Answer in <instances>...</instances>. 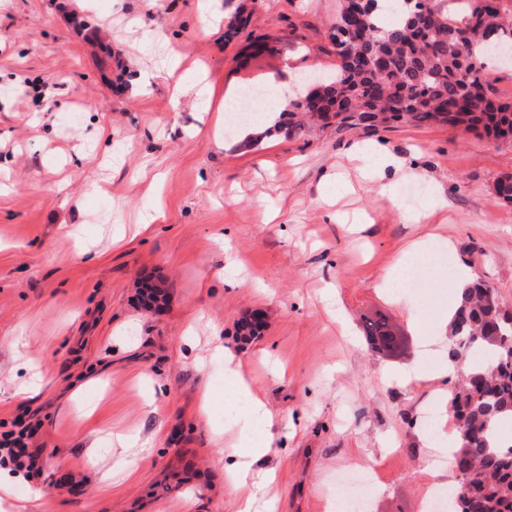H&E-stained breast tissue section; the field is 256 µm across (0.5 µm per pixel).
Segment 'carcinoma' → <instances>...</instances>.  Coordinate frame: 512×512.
Here are the masks:
<instances>
[{"label":"carcinoma","mask_w":512,"mask_h":512,"mask_svg":"<svg viewBox=\"0 0 512 512\" xmlns=\"http://www.w3.org/2000/svg\"><path fill=\"white\" fill-rule=\"evenodd\" d=\"M340 0L331 42L336 72L288 102L286 135L322 120L347 128L390 123L445 124L464 133L512 137V102L494 98L488 85L487 47H512V14L503 0H434L416 11L417 0H387L394 19L378 12L348 16ZM355 26V36L343 37ZM362 335L384 351L401 340L387 318H368ZM512 311L488 285L471 281L457 291L448 323V358L460 365L448 392L456 420L451 468L468 476V495L451 498L449 512H512V445L501 427L512 423Z\"/></svg>","instance_id":"obj_1"}]
</instances>
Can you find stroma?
I'll use <instances>...</instances> for the list:
<instances>
[{
	"instance_id": "35a3bbf8",
	"label": "stroma",
	"mask_w": 512,
	"mask_h": 512,
	"mask_svg": "<svg viewBox=\"0 0 512 512\" xmlns=\"http://www.w3.org/2000/svg\"><path fill=\"white\" fill-rule=\"evenodd\" d=\"M337 5L0 0V432L32 418L42 466L0 477L24 512H235L243 490L224 468L255 438L270 441L253 471L274 470L276 512H331L337 474L368 463L373 512H420L451 478L421 428L448 389V269L512 307V203L496 193L512 139L441 124L245 138L215 110L252 85L335 71ZM147 26L160 37L145 41ZM354 141L375 153L348 159ZM377 166L395 199L366 177ZM422 239L424 288H381ZM257 311L260 336L238 341ZM379 313L408 340L400 357L361 333ZM220 341L273 428L225 380ZM34 380L39 394L19 399ZM226 426L237 447L216 441ZM112 428L153 439L151 454L118 469Z\"/></svg>"
}]
</instances>
